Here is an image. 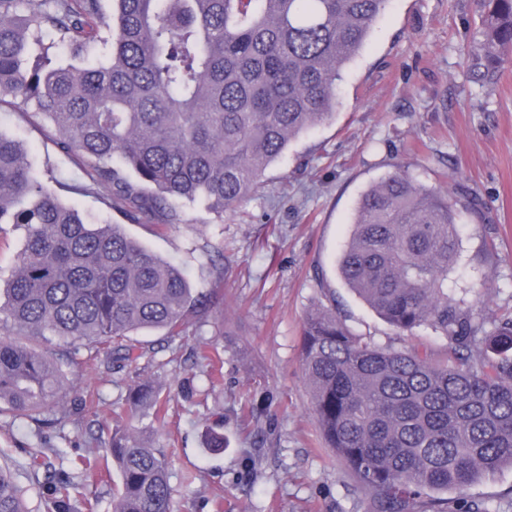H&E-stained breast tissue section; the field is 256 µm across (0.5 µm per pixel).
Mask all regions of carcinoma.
Returning <instances> with one entry per match:
<instances>
[{
    "instance_id": "cac0c4a2",
    "label": "carcinoma",
    "mask_w": 512,
    "mask_h": 512,
    "mask_svg": "<svg viewBox=\"0 0 512 512\" xmlns=\"http://www.w3.org/2000/svg\"><path fill=\"white\" fill-rule=\"evenodd\" d=\"M388 0H0V107L17 100L56 146L112 187L110 209L133 222L177 224L180 208L217 213L251 195L301 133L331 115L345 65ZM480 40L470 70L490 90L512 61V0H477ZM65 48L64 63L56 50ZM478 198L429 187L398 168L359 199L343 246L346 285L402 332L448 337L426 351L377 347L329 311L309 315L303 362L327 447L372 491L379 512H408L411 496L448 492L512 467V318L472 322L448 293L460 260L461 210ZM23 231L0 288V414L50 425L64 407L81 348L104 362L139 358L131 336L180 334L194 299L177 266L107 218L87 219L37 176L23 143L0 132V225ZM53 339L56 357L20 341ZM128 399L162 420L158 393ZM102 454L112 465L113 512H171L168 453L133 423L115 424ZM71 482L47 487L72 512ZM0 512H29L13 471L0 465Z\"/></svg>"
}]
</instances>
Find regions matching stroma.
<instances>
[{"label": "stroma", "mask_w": 512, "mask_h": 512, "mask_svg": "<svg viewBox=\"0 0 512 512\" xmlns=\"http://www.w3.org/2000/svg\"><path fill=\"white\" fill-rule=\"evenodd\" d=\"M480 23L476 0H388L344 69L333 117L292 140L236 209L186 205L181 223L164 228L106 209L109 188L91 185L25 106L0 107V132L23 142L39 174L54 173L65 204L109 215L180 266L194 295L224 293L223 314H190L180 335L136 334L143 354L123 370L82 350L74 389L98 392L91 408L69 407L48 427L0 415V465L14 471L30 512H54L46 488L60 474L79 490L74 512H85L86 495L97 498L96 512H113L116 471L78 467L76 443L108 435L129 414L136 381L161 384L169 399L164 427L153 428L146 410L138 425L149 445L172 452V512H378L310 410L303 325L327 308L374 345L443 358L445 336L394 329L338 273L361 194L400 165L424 185L457 181L482 200L480 214L461 215V258L448 285L466 290L474 322L512 316V63L491 92L480 91L467 62ZM211 430L226 440L217 454L205 446ZM32 448L43 457H30ZM447 499L449 512L475 502L512 512V469Z\"/></svg>", "instance_id": "obj_1"}]
</instances>
